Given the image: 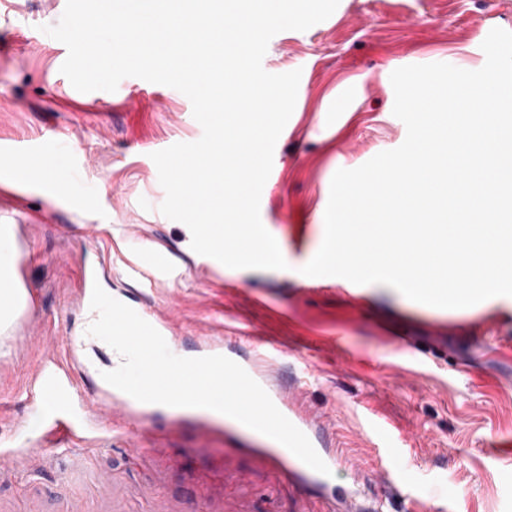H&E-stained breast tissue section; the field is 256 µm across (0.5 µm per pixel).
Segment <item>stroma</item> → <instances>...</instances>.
<instances>
[{
  "label": "stroma",
  "mask_w": 512,
  "mask_h": 512,
  "mask_svg": "<svg viewBox=\"0 0 512 512\" xmlns=\"http://www.w3.org/2000/svg\"><path fill=\"white\" fill-rule=\"evenodd\" d=\"M65 4L0 0V145L18 147L0 154V225L31 297L30 323L0 357V451L11 454L0 512H336L354 480L379 512H404L408 495L437 497L444 512H512V297L459 311L297 275L322 239L335 172L406 138L391 73L480 69L491 29L512 31V0H340L328 19L271 39L264 69L301 72L260 201L284 270L199 255L188 227L160 212L150 155L201 137L191 102L136 77L76 93L60 72L66 46L45 32ZM54 138L68 155L45 153ZM20 162L49 166L51 180L16 179ZM92 271L129 307L168 317L184 355L206 336L238 361L266 352L338 453L330 484L273 479L268 440L194 408L115 407L72 452L30 425L44 406L24 392L45 344L82 330L77 294Z\"/></svg>",
  "instance_id": "35a3bbf8"
}]
</instances>
